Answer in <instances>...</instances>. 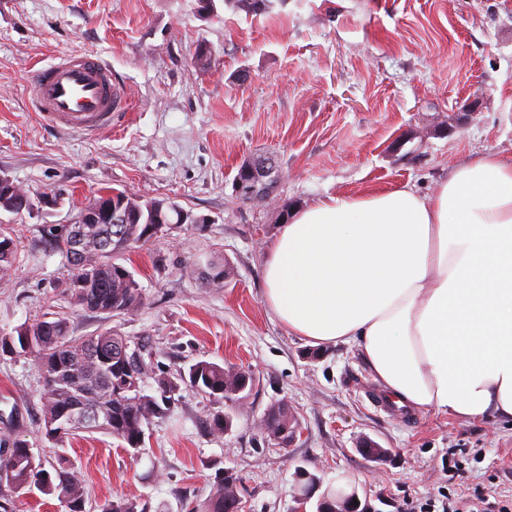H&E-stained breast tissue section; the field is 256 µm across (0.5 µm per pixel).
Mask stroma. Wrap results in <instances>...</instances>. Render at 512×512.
I'll return each instance as SVG.
<instances>
[{
    "label": "stroma",
    "mask_w": 512,
    "mask_h": 512,
    "mask_svg": "<svg viewBox=\"0 0 512 512\" xmlns=\"http://www.w3.org/2000/svg\"><path fill=\"white\" fill-rule=\"evenodd\" d=\"M83 52L129 95L111 130L94 135L52 129L30 105L32 68ZM485 149L512 151V0H271L257 16L223 0L207 11L198 0H0V175L34 202L0 212L20 241L0 284V334L66 311L74 335L112 328L148 341L157 369L208 360L254 379L237 405L182 388L140 451L99 433L69 444L88 512L119 499L182 512L227 469L241 479L242 512H294L299 468L326 487L355 484L376 512H512L511 424L375 407L379 386L358 350L290 333L264 301L262 276L287 211L403 184L428 195ZM256 154L280 173L277 205L234 189ZM112 188L174 202L198 221L121 257L145 304L108 318L71 309L46 231ZM216 258L223 286L189 273ZM41 387L30 358L0 357V435H21L49 467ZM280 403L297 421L285 448L260 428ZM214 413L233 417L219 437ZM363 438L389 458L362 456Z\"/></svg>",
    "instance_id": "stroma-1"
}]
</instances>
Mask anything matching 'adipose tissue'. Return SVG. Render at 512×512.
Segmentation results:
<instances>
[{"mask_svg": "<svg viewBox=\"0 0 512 512\" xmlns=\"http://www.w3.org/2000/svg\"><path fill=\"white\" fill-rule=\"evenodd\" d=\"M264 301L311 344H355L396 403L512 424V153H471L428 196L329 195L265 251Z\"/></svg>", "mask_w": 512, "mask_h": 512, "instance_id": "obj_1", "label": "adipose tissue"}]
</instances>
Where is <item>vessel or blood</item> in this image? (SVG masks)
<instances>
[{
	"label": "vessel or blood",
	"instance_id": "b4317fda",
	"mask_svg": "<svg viewBox=\"0 0 512 512\" xmlns=\"http://www.w3.org/2000/svg\"><path fill=\"white\" fill-rule=\"evenodd\" d=\"M29 91L43 122L65 132L110 130L113 115L127 106V95L113 83L111 69L91 52L34 69Z\"/></svg>",
	"mask_w": 512,
	"mask_h": 512
}]
</instances>
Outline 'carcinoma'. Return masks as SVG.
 Instances as JSON below:
<instances>
[{
    "label": "carcinoma",
    "mask_w": 512,
    "mask_h": 512,
    "mask_svg": "<svg viewBox=\"0 0 512 512\" xmlns=\"http://www.w3.org/2000/svg\"><path fill=\"white\" fill-rule=\"evenodd\" d=\"M236 11L263 14L270 0H224ZM115 204L129 212L125 224H90L82 243V255L71 254L66 225L48 229L50 241L65 258L68 267L66 295L69 303L83 310L110 317L130 315L144 304L141 288L128 268L116 259L136 244L146 243L169 230L172 224L190 222L191 214L165 200L142 202L122 191H111ZM17 260V240L0 226V282L12 276ZM144 345L132 337L105 329L87 336L71 334L70 321L63 313L36 319L0 335L1 356H27L40 368L43 384L39 392L42 434L57 447L80 434L103 433L137 451L144 444L145 427L165 416L181 386L197 388L214 397L239 401L251 389V374L236 367L199 360L176 375L149 373L144 361ZM156 385L155 393L145 389L147 377ZM88 413L93 423L76 425L71 419ZM296 422L284 404L270 407L261 421L266 438L284 444L293 435ZM16 490L57 493L65 499L69 512H86L85 484L81 474L64 455H58L53 471L29 453L27 443L14 436L8 448H0V484ZM236 482L217 479L202 502L186 505L185 512H238ZM100 512H146L133 500L107 502Z\"/></svg>",
    "instance_id": "obj_1"
}]
</instances>
